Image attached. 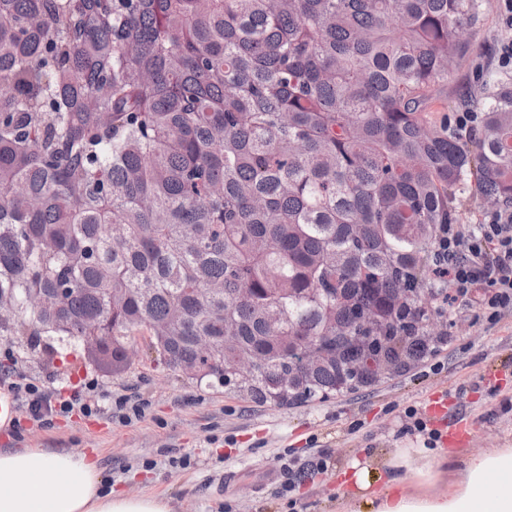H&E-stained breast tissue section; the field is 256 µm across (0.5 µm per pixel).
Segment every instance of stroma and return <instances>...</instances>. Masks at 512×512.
I'll use <instances>...</instances> for the list:
<instances>
[{"instance_id": "35a3bbf8", "label": "stroma", "mask_w": 512, "mask_h": 512, "mask_svg": "<svg viewBox=\"0 0 512 512\" xmlns=\"http://www.w3.org/2000/svg\"><path fill=\"white\" fill-rule=\"evenodd\" d=\"M512 27L498 0H486L473 52L458 65L432 104L453 105L483 77H507L498 65ZM446 336L423 362L369 387L327 401L294 406L258 403L214 380L197 381L168 367L149 337L137 354L112 369L88 358L77 342L0 340L27 377L49 393L70 395L88 376L99 379L98 415L54 416L42 425L22 420L0 429V448H69L97 456L115 490L173 498L177 512H342L337 476L359 464L376 468L400 448H420L406 433L404 411L414 407L438 432L437 447L457 455L512 448V311L490 321L474 305L457 302L441 313ZM144 405L141 418L123 422L111 398ZM189 459L182 468L181 459ZM307 469L284 494L288 470Z\"/></svg>"}]
</instances>
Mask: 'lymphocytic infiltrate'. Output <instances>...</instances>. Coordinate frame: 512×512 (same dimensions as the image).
I'll use <instances>...</instances> for the list:
<instances>
[{"label": "lymphocytic infiltrate", "instance_id": "1", "mask_svg": "<svg viewBox=\"0 0 512 512\" xmlns=\"http://www.w3.org/2000/svg\"><path fill=\"white\" fill-rule=\"evenodd\" d=\"M431 272L436 282L452 283L456 298L469 300L482 290L480 306L489 318L512 309V210L485 213L470 231L457 224L440 225L432 250ZM96 382H89L85 394L54 396L16 374L11 391L22 399L27 419L42 422L49 417L74 411L91 415L100 409Z\"/></svg>", "mask_w": 512, "mask_h": 512}]
</instances>
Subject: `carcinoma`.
<instances>
[{"instance_id": "cac0c4a2", "label": "carcinoma", "mask_w": 512, "mask_h": 512, "mask_svg": "<svg viewBox=\"0 0 512 512\" xmlns=\"http://www.w3.org/2000/svg\"><path fill=\"white\" fill-rule=\"evenodd\" d=\"M485 5L0 0V337L109 336L123 362L144 330L171 367L277 405L386 376L295 373L312 336L364 357L363 311L392 372L422 362L437 225L469 187L512 203V80L460 94L482 112L466 138L429 115ZM358 324L360 330L368 336H356L359 345H361L368 355V362L373 361L374 363L380 364L383 368L387 366L379 358V356L371 355L372 352L378 351L379 347L383 343L386 335V326L380 322V319L372 313L364 312L359 315Z\"/></svg>"}]
</instances>
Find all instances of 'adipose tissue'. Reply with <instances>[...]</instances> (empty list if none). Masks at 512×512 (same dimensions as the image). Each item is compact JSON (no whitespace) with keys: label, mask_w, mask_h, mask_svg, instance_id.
<instances>
[{"label":"adipose tissue","mask_w":512,"mask_h":512,"mask_svg":"<svg viewBox=\"0 0 512 512\" xmlns=\"http://www.w3.org/2000/svg\"><path fill=\"white\" fill-rule=\"evenodd\" d=\"M422 455L415 469L396 457L383 474L353 467L337 493L352 512H512V448ZM0 512H173V504L107 488L97 458L86 453L0 448Z\"/></svg>","instance_id":"1"}]
</instances>
